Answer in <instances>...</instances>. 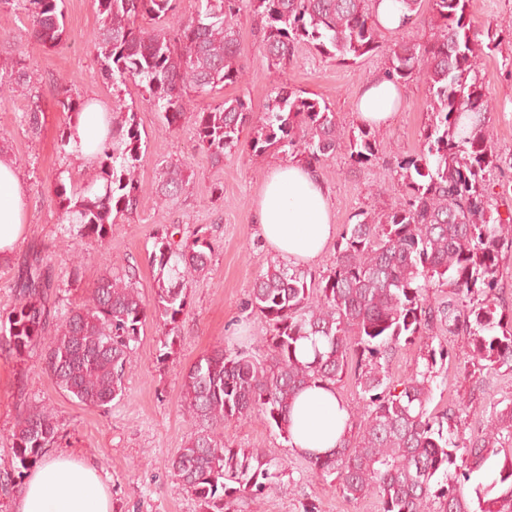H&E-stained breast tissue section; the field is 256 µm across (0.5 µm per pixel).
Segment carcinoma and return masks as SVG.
Masks as SVG:
<instances>
[{
    "label": "carcinoma",
    "instance_id": "cac0c4a2",
    "mask_svg": "<svg viewBox=\"0 0 512 512\" xmlns=\"http://www.w3.org/2000/svg\"><path fill=\"white\" fill-rule=\"evenodd\" d=\"M27 33L55 47L65 36L58 0H26ZM378 0H193L185 14L181 0H97L100 26L95 48L112 80V143L97 156L103 190L89 183L67 189L57 178L54 192L62 218L79 237L105 240L114 215L139 204L135 177L141 158L137 113L122 103L132 83L161 122L177 128L191 121L198 146L215 159L236 148L249 126L251 151L276 152L312 170L342 147L365 163L375 156L376 130H343L330 104L286 86L256 115L241 98L199 110L193 98L241 81L245 47L238 17L258 20V51L270 69L293 61L306 42L338 63L385 51L382 76L404 84L424 77L433 120L423 149L399 162L406 189L402 200L381 213H361L347 225L335 258L319 287L307 272L274 263L257 278L247 300L268 325L262 340L268 357L242 348H218L190 367L181 403L197 426L172 460L182 486L200 512H228L248 494L272 488L284 463L254 448H231L218 437L224 423L257 412L289 439V414L305 388L334 389L354 367L368 400L357 437L347 436L334 452L303 458L314 476L334 477L352 499L373 497L380 512H512V403L491 407L480 433L463 441L429 410L436 365L429 330L438 322L454 335L471 337L472 357L482 370L512 369V324L496 318L492 299L502 250H512V225L493 216L486 169L502 162L486 124L489 101L479 78L482 56L497 48L495 35L483 41L471 32L469 0H397L400 27L420 16L428 3L431 39L423 44L393 40L386 46L375 22ZM150 19L159 26L140 25ZM25 63L0 66V88L27 82ZM59 101L69 121L83 105L70 90ZM187 165L160 164L155 194L172 202L186 188ZM212 242L197 225L174 240L155 237L149 256L156 269L152 299L141 295L134 274L103 271L85 300L66 306L69 282L58 279L40 252L29 256L13 284L15 304L0 315V345L17 357L45 346V372L80 404L107 408L123 396L131 363L147 319L162 335L176 336L179 316L189 305L187 283L208 270ZM448 288V301L430 303L429 289ZM310 342L304 357L302 342ZM419 342L425 354L401 390L389 363L400 342ZM52 415L27 406L18 415L11 443L21 467L35 463L54 444ZM494 467L488 486L475 498L465 484Z\"/></svg>",
    "mask_w": 512,
    "mask_h": 512
}]
</instances>
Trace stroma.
Listing matches in <instances>:
<instances>
[{"mask_svg":"<svg viewBox=\"0 0 512 512\" xmlns=\"http://www.w3.org/2000/svg\"><path fill=\"white\" fill-rule=\"evenodd\" d=\"M66 35L62 43L46 47L35 40L17 41L28 26L26 0H0V62L25 57L29 79L0 104V146L13 159L27 189L28 225L13 255L0 261V311L14 301L13 282L18 266L31 250L48 258L54 274L76 276L80 288H91L104 270L121 274L134 268L136 286L145 298L154 294V272L149 255L162 229L206 225L213 242L211 262L204 276L188 284L189 305L180 317L172 350L155 323L147 321L125 373L124 393L107 409L79 404L62 392L44 370L43 351L34 348L17 359L0 348V470L12 482L0 487V512H16V503L30 475L16 470L10 435L23 405L45 407L57 423L55 443L47 455L67 452L96 462L112 497V512H199V506L176 479L171 461L194 434V425L180 407L183 378L203 355L232 343L253 349L267 325L246 307L260 274L276 262L254 222L255 201L271 172L284 158L254 155L249 132H242L237 149L213 159L197 146L191 126L165 127L156 112L143 103L135 86L122 95L138 114L142 158L137 176L144 188L137 209L117 216L105 240L70 235L54 193L56 180L82 186L95 179L94 167L65 152L61 138L67 115L59 104L61 88H71L85 100L96 95L112 98V82L94 47L99 27L95 0H59ZM469 13L476 34L495 29L500 44L482 58L480 79L491 112L489 128L497 153L512 152V0H470ZM248 48L246 75L237 84L195 98L200 109L227 98L240 97L262 113L280 85L303 96L325 100L345 130H356L361 120L355 110L360 88L381 72L385 58L365 56L339 64L309 45H299L285 69H268L257 51L259 35L253 16L239 23ZM39 105V124L30 128L26 115ZM421 80L405 85V100L390 123L379 130L375 158L355 163L340 149L317 170L325 184L337 232L355 223L362 212L390 208L403 194L397 163L420 151L432 114ZM182 159L188 164L189 184L172 205L157 203L153 188L159 163ZM434 347L446 355L435 370L431 410L447 415L459 437H469L486 422L485 408L512 401V370L475 372L465 333L448 335L437 329ZM480 403L476 412H462L461 398ZM224 441L233 448H256L285 462L286 471L271 489L233 504L235 512H379L375 499L346 497L342 490L312 476L306 462L293 452L278 429L259 413L225 424Z\"/></svg>","mask_w":512,"mask_h":512,"instance_id":"stroma-1","label":"stroma"}]
</instances>
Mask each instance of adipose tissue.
<instances>
[{"instance_id":"obj_1","label":"adipose tissue","mask_w":512,"mask_h":512,"mask_svg":"<svg viewBox=\"0 0 512 512\" xmlns=\"http://www.w3.org/2000/svg\"><path fill=\"white\" fill-rule=\"evenodd\" d=\"M402 103L399 85L384 78L371 81L358 98L360 119L383 125ZM112 140L107 103L90 100L81 112L72 145L78 157L93 162ZM26 189L14 162L0 156V258H9L26 229ZM261 239L284 261H317L336 230L328 192L311 170L297 164L278 166L266 180L255 208ZM348 412L335 391L312 386L296 397L290 414L292 451L327 454L348 431ZM17 512H111L110 494L99 469L66 452L53 455L28 479Z\"/></svg>"}]
</instances>
